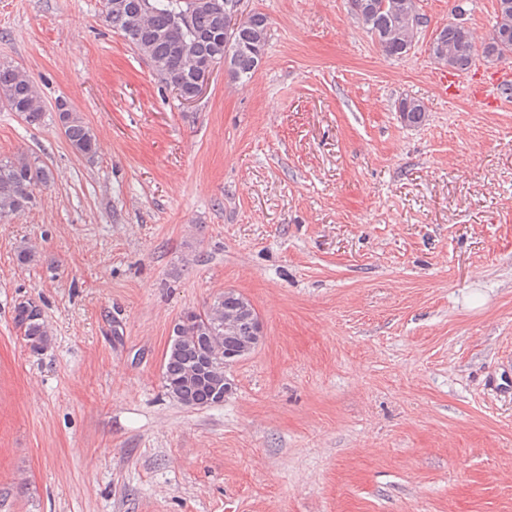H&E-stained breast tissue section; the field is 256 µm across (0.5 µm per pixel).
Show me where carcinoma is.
Masks as SVG:
<instances>
[{
	"instance_id": "cac0c4a2",
	"label": "carcinoma",
	"mask_w": 512,
	"mask_h": 512,
	"mask_svg": "<svg viewBox=\"0 0 512 512\" xmlns=\"http://www.w3.org/2000/svg\"><path fill=\"white\" fill-rule=\"evenodd\" d=\"M236 0H103L102 17L107 26L120 32L133 48L149 60L164 84L179 87L181 95L193 93L194 66L221 61L230 55L228 76L250 78L260 66L268 45L269 18L251 11L233 30V41L224 43V19ZM359 11L352 15L378 43L386 57L402 59L413 47L418 31L427 26L418 0H357ZM494 15L488 39L477 41L463 20L441 27L431 48L433 59L453 71L465 73L478 59L487 62L512 55V0ZM0 101L20 112L29 124L41 122V97L31 76L22 68L0 66ZM400 120L407 126L426 121L425 105L402 98L397 105ZM71 151L84 158L97 154L98 142L92 128L73 107L57 113ZM48 164L25 153L0 158V221L30 208L35 193L54 184ZM246 300L242 294L224 291L203 310H188L179 317V342L168 346L162 379L166 394L186 407L201 408L224 402V358L235 354L243 341L256 333L258 313L249 309L234 332L224 333V314L234 313ZM13 322L26 347L43 352L53 341V332L40 306L30 300L14 305Z\"/></svg>"
}]
</instances>
